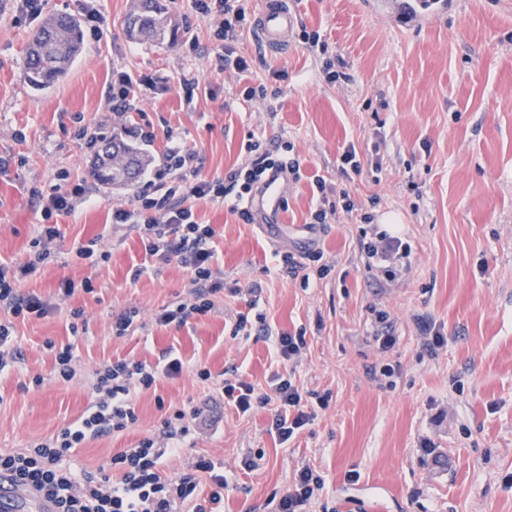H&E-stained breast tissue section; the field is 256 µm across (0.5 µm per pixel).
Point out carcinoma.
I'll return each mask as SVG.
<instances>
[{
	"instance_id": "carcinoma-1",
	"label": "carcinoma",
	"mask_w": 512,
	"mask_h": 512,
	"mask_svg": "<svg viewBox=\"0 0 512 512\" xmlns=\"http://www.w3.org/2000/svg\"><path fill=\"white\" fill-rule=\"evenodd\" d=\"M135 41L171 43L177 28L162 0H134L122 21ZM84 32L80 21L68 14H50L33 33L25 49L23 75L37 91L64 77L81 51ZM126 130L101 134L91 165L92 176L103 186L126 188L137 184L149 168L151 157L137 141L123 137Z\"/></svg>"
}]
</instances>
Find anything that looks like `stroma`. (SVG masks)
<instances>
[{"label":"stroma","mask_w":512,"mask_h":512,"mask_svg":"<svg viewBox=\"0 0 512 512\" xmlns=\"http://www.w3.org/2000/svg\"><path fill=\"white\" fill-rule=\"evenodd\" d=\"M179 26L174 45L131 40L121 21L132 0H96L107 19L99 36H85L81 54L59 82L36 91L22 76L24 49L38 20L18 0H0V155L24 154L23 166L0 175V261L25 258L41 222L29 189L64 167L90 182V205L58 217L57 262L22 286L53 298L62 279L94 276L93 293L41 318L12 323L22 358L0 374V454L48 439L87 409L99 364L134 359L156 364L167 351L183 361L180 375L159 378L135 399L138 419L122 433L86 442L70 465L98 474L112 456L159 436L181 411L189 427L182 453L167 472L186 470L204 454L224 469L221 512H275L298 467L323 481L307 512H512V0H445L423 20L415 0H294L299 15L288 50L262 48L252 27L229 45L216 42L187 0H165ZM320 33L322 46L303 43ZM250 59L242 75L222 72L226 50ZM348 79L328 80L327 63ZM145 78L138 107L110 118L112 77ZM199 76L193 100L182 74ZM265 85L271 95L245 101L242 91ZM95 131L139 127L160 169L167 132L179 134L207 177H226L244 161L248 135L291 142L304 176L289 182L287 208L274 235L244 223L221 201L195 206L212 225L224 271L214 309L181 327L155 325L154 314L178 301L188 276L178 260L131 280L143 246L127 228H112V209L133 206L136 191L91 182L93 153L71 138L73 115ZM364 158L361 175L338 171L343 147ZM328 188H348L361 212L339 213L309 227L313 176ZM373 223H363L362 213ZM394 214L396 223L384 222ZM387 231L410 250L393 279L369 266L363 237ZM103 237L112 255L97 271L72 261L74 243ZM319 249L333 267L326 278L289 276L277 256ZM259 296H252V288ZM274 330L304 334L300 360L277 362L264 337L234 335L237 313L250 301ZM87 321L71 330L69 311ZM140 319L127 336L112 335V319L127 309ZM388 312L399 341L382 353L369 341L376 311ZM440 329L443 345L423 346L418 318ZM72 344L77 375L53 378L47 342ZM210 370L201 381L197 368ZM328 398L326 407L288 441L271 424L277 405L239 414L218 383L245 372L256 393L277 371ZM45 378L29 389L31 376ZM256 469L245 468V460Z\"/></svg>","instance_id":"1"}]
</instances>
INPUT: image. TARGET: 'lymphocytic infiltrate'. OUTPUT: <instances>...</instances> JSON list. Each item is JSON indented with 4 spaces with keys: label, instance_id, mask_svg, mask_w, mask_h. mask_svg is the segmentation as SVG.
I'll return each mask as SVG.
<instances>
[{
    "label": "lymphocytic infiltrate",
    "instance_id": "f902f5d3",
    "mask_svg": "<svg viewBox=\"0 0 512 512\" xmlns=\"http://www.w3.org/2000/svg\"><path fill=\"white\" fill-rule=\"evenodd\" d=\"M250 0H190L196 18L207 21L216 41L236 36L250 16ZM246 161L228 176L208 178L196 164L195 153L180 138H172L165 168L157 172L138 196L133 207H117L112 221L135 231L147 257L137 266L133 278L147 273L149 264L179 259L188 266L190 277L185 296L162 308L155 316L159 326H183L214 307V299L224 291V272L218 265L211 225L199 223L195 205L199 201H222L245 222L253 216L247 202L267 178L285 174L301 180V160L290 142L268 149L255 137L241 145ZM32 196L42 202V222L30 242L27 256L17 262L0 261V307L14 317L41 318L52 308L51 301L20 287L56 258L55 242L60 236L58 216L75 213L90 200L85 180L72 177L70 170L56 169L49 186H33ZM183 370V362L166 352L156 365L119 359L103 363L94 372L93 400L83 415L58 434L29 448L0 455V469L15 474L21 484L53 498L57 512H215L224 498V474L214 462L199 456L187 472L168 476L163 466L176 455L173 441L189 428L183 412L164 420L161 439L144 438L112 457L99 474H78L69 461L76 448L90 440L125 430L137 420L134 397L137 390L155 385L159 376L173 377ZM220 390L225 401L240 413L254 405L277 401L279 409L272 426L281 440H289L307 424L304 391L290 377L277 373L268 393L259 395L244 378L224 380ZM207 475L211 490H200V475Z\"/></svg>",
    "mask_w": 512,
    "mask_h": 512
}]
</instances>
